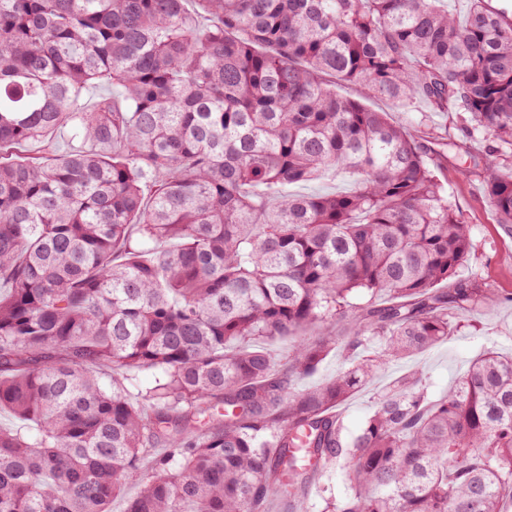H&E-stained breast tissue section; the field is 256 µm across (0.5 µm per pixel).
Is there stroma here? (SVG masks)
I'll list each match as a JSON object with an SVG mask.
<instances>
[{"instance_id": "1", "label": "stroma", "mask_w": 512, "mask_h": 512, "mask_svg": "<svg viewBox=\"0 0 512 512\" xmlns=\"http://www.w3.org/2000/svg\"><path fill=\"white\" fill-rule=\"evenodd\" d=\"M336 91L388 113L420 145L449 201L470 226L473 248L458 276L489 289L493 298L490 308L456 315V329L448 340L411 357L387 362L365 387L334 407L346 433L354 434L377 399L400 377L422 371L430 394L438 397L447 393L483 348L494 346L502 353L512 352V234L498 223L486 194L484 171L475 164L492 151L510 154L512 146L474 126L469 114L463 112H436L420 100L404 109L384 98L366 97L351 84H337Z\"/></svg>"}]
</instances>
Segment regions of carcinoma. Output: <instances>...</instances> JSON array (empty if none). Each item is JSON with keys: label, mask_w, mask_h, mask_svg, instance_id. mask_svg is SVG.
Here are the masks:
<instances>
[{"label": "carcinoma", "mask_w": 512, "mask_h": 512, "mask_svg": "<svg viewBox=\"0 0 512 512\" xmlns=\"http://www.w3.org/2000/svg\"><path fill=\"white\" fill-rule=\"evenodd\" d=\"M187 2L0 0V512H111L133 478L125 512H309L325 470L351 493L322 512H504L512 355L439 398L403 377L351 442L330 414L492 296L437 288L469 225L408 132L323 76L512 145V24L484 0H197L200 26ZM99 84L124 101L81 103ZM61 125L79 146L18 155ZM484 169L512 230V171ZM329 177L350 188L288 191ZM327 318L350 367L298 390L336 339L286 372L260 343Z\"/></svg>", "instance_id": "obj_1"}]
</instances>
